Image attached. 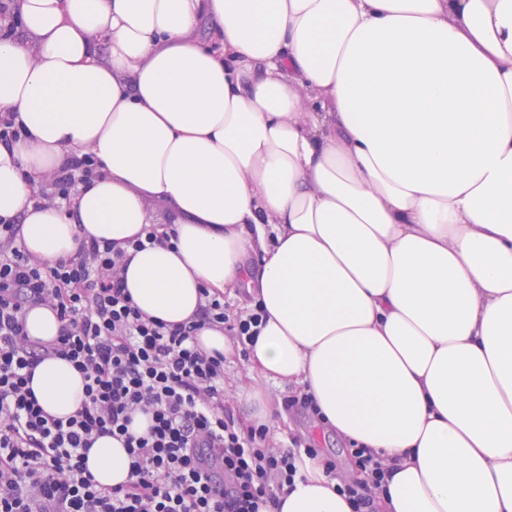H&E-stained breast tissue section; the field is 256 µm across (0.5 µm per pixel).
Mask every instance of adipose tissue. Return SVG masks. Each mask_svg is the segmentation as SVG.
I'll return each instance as SVG.
<instances>
[{"label":"adipose tissue","instance_id":"adipose-tissue-1","mask_svg":"<svg viewBox=\"0 0 512 512\" xmlns=\"http://www.w3.org/2000/svg\"><path fill=\"white\" fill-rule=\"evenodd\" d=\"M0 219L49 261L110 242L137 307L247 288L250 381L395 461L377 512H512V0H13ZM207 36H200L201 24ZM98 169L61 206L47 176ZM170 242L138 250L147 225ZM47 413L84 400L40 364ZM87 467L125 483L123 441ZM279 512H353L320 463Z\"/></svg>","mask_w":512,"mask_h":512}]
</instances>
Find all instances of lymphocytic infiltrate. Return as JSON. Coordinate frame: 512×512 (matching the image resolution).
<instances>
[{"mask_svg": "<svg viewBox=\"0 0 512 512\" xmlns=\"http://www.w3.org/2000/svg\"><path fill=\"white\" fill-rule=\"evenodd\" d=\"M96 169L91 155L71 159L43 200L62 204ZM16 235L0 221V512H278L301 457L338 476L314 441L284 451L267 425L234 415L223 354L196 344L205 325L223 326L240 346L254 341L261 312L229 313L214 296L196 321L169 325L134 304L111 243L82 240L73 256L51 264ZM36 305L55 311L56 338L28 335L26 312ZM52 358L70 362L85 381L82 407L64 419L46 413L31 387L36 368ZM140 413L152 424L136 435L129 427ZM105 435L128 450L129 478L118 486L100 485L86 466ZM348 454L360 476H339L337 490L353 512H375L389 468L358 443Z\"/></svg>", "mask_w": 512, "mask_h": 512, "instance_id": "lymphocytic-infiltrate-1", "label": "lymphocytic infiltrate"}]
</instances>
